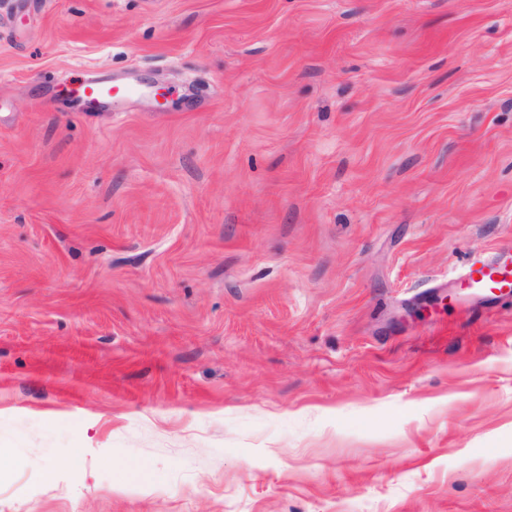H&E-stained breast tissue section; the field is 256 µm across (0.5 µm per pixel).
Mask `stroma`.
Returning <instances> with one entry per match:
<instances>
[{
  "mask_svg": "<svg viewBox=\"0 0 512 512\" xmlns=\"http://www.w3.org/2000/svg\"><path fill=\"white\" fill-rule=\"evenodd\" d=\"M511 245L512 0H0V512H512ZM125 91L124 87L111 82L87 81L82 87L81 99L89 107H98L108 104L115 96ZM475 275L479 279H475ZM459 288L479 296L480 302H491L512 293V249H501L486 262L472 263L465 268Z\"/></svg>",
  "mask_w": 512,
  "mask_h": 512,
  "instance_id": "35a3bbf8",
  "label": "stroma"
}]
</instances>
